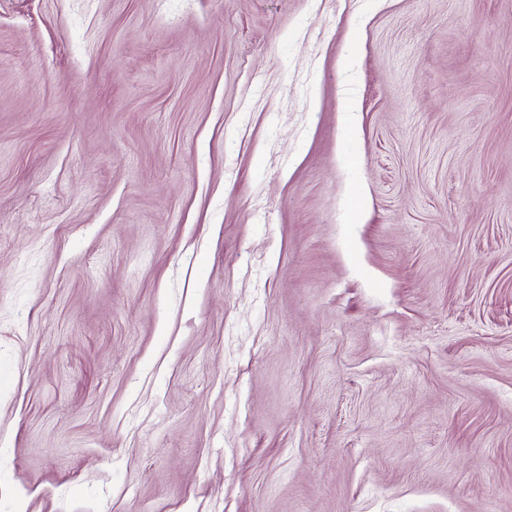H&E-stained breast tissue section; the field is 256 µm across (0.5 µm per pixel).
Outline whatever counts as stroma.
<instances>
[{"mask_svg": "<svg viewBox=\"0 0 512 512\" xmlns=\"http://www.w3.org/2000/svg\"><path fill=\"white\" fill-rule=\"evenodd\" d=\"M0 512H512V0H0Z\"/></svg>", "mask_w": 512, "mask_h": 512, "instance_id": "obj_1", "label": "stroma"}]
</instances>
